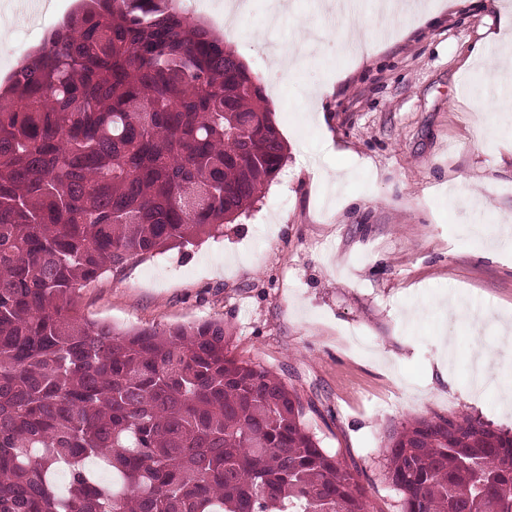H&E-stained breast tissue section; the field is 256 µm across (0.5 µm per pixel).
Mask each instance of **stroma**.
Returning a JSON list of instances; mask_svg holds the SVG:
<instances>
[{"label": "stroma", "mask_w": 512, "mask_h": 512, "mask_svg": "<svg viewBox=\"0 0 512 512\" xmlns=\"http://www.w3.org/2000/svg\"><path fill=\"white\" fill-rule=\"evenodd\" d=\"M268 5L251 0L230 45L259 77L275 54L301 60L267 101L280 173L223 237L107 273L77 309L121 328L223 321L230 355L294 388L321 448L358 469L370 512H398L391 428L439 414L512 431V112L477 121L469 97L489 82L465 70L475 49L499 53L501 15L461 0L423 23L408 7L367 28L359 61L337 37L346 15L290 0L272 25Z\"/></svg>", "instance_id": "35a3bbf8"}]
</instances>
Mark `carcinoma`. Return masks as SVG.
Listing matches in <instances>:
<instances>
[{"mask_svg": "<svg viewBox=\"0 0 512 512\" xmlns=\"http://www.w3.org/2000/svg\"><path fill=\"white\" fill-rule=\"evenodd\" d=\"M285 150L259 79L175 0H81L12 69L0 512H370L297 391L228 354L224 322L120 329L75 305L107 272L245 213ZM386 457L399 512H512V433L419 418L390 431Z\"/></svg>", "mask_w": 512, "mask_h": 512, "instance_id": "1", "label": "carcinoma"}]
</instances>
